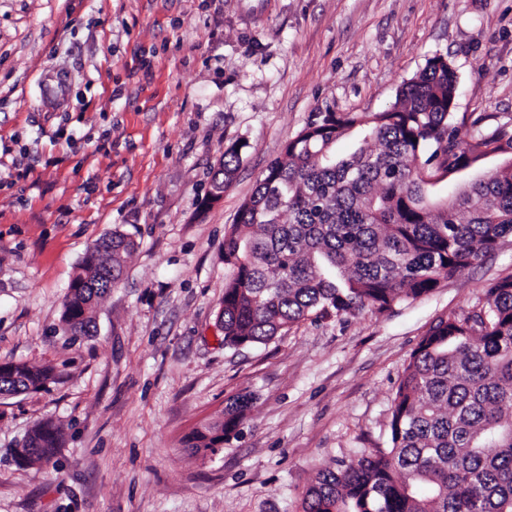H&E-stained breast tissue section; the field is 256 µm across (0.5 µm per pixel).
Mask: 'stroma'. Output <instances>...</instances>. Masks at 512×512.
Listing matches in <instances>:
<instances>
[{
	"mask_svg": "<svg viewBox=\"0 0 512 512\" xmlns=\"http://www.w3.org/2000/svg\"><path fill=\"white\" fill-rule=\"evenodd\" d=\"M436 54L457 112L512 115V0H0V365L59 375L0 398V512H301L320 469L386 445L411 353L512 275V239L391 311L244 348L218 319L221 248L313 113L384 111ZM116 231L124 275L66 342L67 288ZM244 394L223 447L185 448ZM43 421L56 466L18 464ZM241 162L238 149L232 147L224 152V158L220 161L219 167L212 176V185L215 183L223 184L226 189L232 182L233 176Z\"/></svg>",
	"mask_w": 512,
	"mask_h": 512,
	"instance_id": "35a3bbf8",
	"label": "stroma"
}]
</instances>
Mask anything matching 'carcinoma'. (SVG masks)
<instances>
[{
	"mask_svg": "<svg viewBox=\"0 0 512 512\" xmlns=\"http://www.w3.org/2000/svg\"><path fill=\"white\" fill-rule=\"evenodd\" d=\"M459 77L428 58L383 112H317L272 160L224 236V344H266L294 324L431 293L512 237V117L482 126L455 112ZM352 140L348 154L337 144ZM241 162L224 152L212 183ZM112 233L97 265L84 261L61 322L87 336L90 312L123 276L133 248ZM51 367L0 366V396L55 381ZM252 398L186 439L200 451L229 436ZM389 444L318 472L302 512H512V275L471 310L439 320L410 356L392 398ZM25 462L48 463L59 429L23 439Z\"/></svg>",
	"mask_w": 512,
	"mask_h": 512,
	"instance_id": "1",
	"label": "carcinoma"
}]
</instances>
